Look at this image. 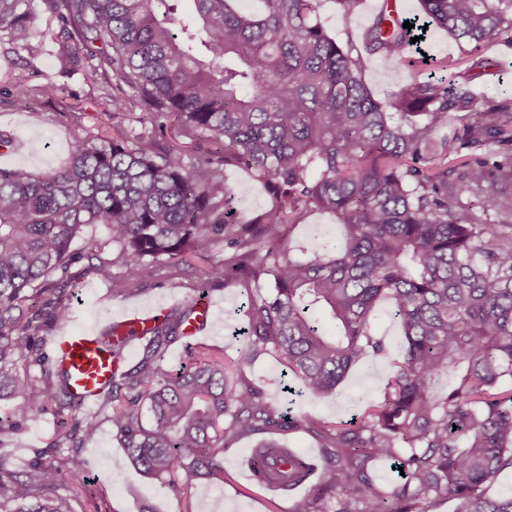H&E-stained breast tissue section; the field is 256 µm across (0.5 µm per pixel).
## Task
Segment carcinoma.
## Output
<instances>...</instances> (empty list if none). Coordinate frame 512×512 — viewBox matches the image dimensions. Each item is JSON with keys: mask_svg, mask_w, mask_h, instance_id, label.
I'll list each match as a JSON object with an SVG mask.
<instances>
[{"mask_svg": "<svg viewBox=\"0 0 512 512\" xmlns=\"http://www.w3.org/2000/svg\"><path fill=\"white\" fill-rule=\"evenodd\" d=\"M25 0H0L7 52L33 50ZM42 0L49 26L40 40L59 45L60 70L87 65L112 94V135L76 137L67 165L33 173L0 170V419L3 438L37 413H69L79 432L59 427L53 448L75 451L17 469L0 454V512H73L59 489L84 481L80 449L112 425L125 464L182 492L224 485V454L242 438L266 434L246 465L277 494L309 486L288 512H512V494H490L512 471V99L474 106L453 81L412 79L377 97L360 54L318 19L321 0ZM405 19L380 14L366 49L386 63L424 26L456 40L512 45V0H420ZM6 94L29 106L62 88L5 75ZM141 129L123 126L127 101ZM461 126L448 127V112ZM263 182L271 204L242 221L224 169ZM469 197L462 198V191ZM326 212L344 228L296 255L295 228ZM88 224H106L117 261L157 279L207 239L224 244L204 284L234 278L247 293L248 345L228 370L199 352L172 374L163 361L184 336L195 304L176 306L149 329L141 358L118 367L86 414L68 376L46 350L47 328L69 318L74 264L112 281L136 283L90 244L72 245ZM392 304L402 343L382 399L348 420L292 416L247 373L276 354L309 394L332 393L353 366L387 355L370 317ZM324 313L326 333L313 313ZM134 330L107 329L102 348L121 359ZM26 363L34 373L19 374ZM304 430L320 443L322 466L277 436ZM401 467L391 486L376 464Z\"/></svg>", "mask_w": 512, "mask_h": 512, "instance_id": "carcinoma-1", "label": "carcinoma"}]
</instances>
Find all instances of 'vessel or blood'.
<instances>
[{"label": "vessel or blood", "mask_w": 512, "mask_h": 512, "mask_svg": "<svg viewBox=\"0 0 512 512\" xmlns=\"http://www.w3.org/2000/svg\"><path fill=\"white\" fill-rule=\"evenodd\" d=\"M53 349L69 374L70 389L80 406H91L111 379L117 360L100 349L95 331L88 327L63 331L55 337Z\"/></svg>", "instance_id": "vessel-or-blood-1"}]
</instances>
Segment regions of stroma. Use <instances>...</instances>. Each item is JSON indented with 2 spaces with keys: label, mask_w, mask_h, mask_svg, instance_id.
Returning a JSON list of instances; mask_svg holds the SVG:
<instances>
[{
  "label": "stroma",
  "mask_w": 512,
  "mask_h": 512,
  "mask_svg": "<svg viewBox=\"0 0 512 512\" xmlns=\"http://www.w3.org/2000/svg\"><path fill=\"white\" fill-rule=\"evenodd\" d=\"M374 0H362L351 12H343L337 0H322L319 20L343 43L360 44L364 31L372 24ZM58 46L43 43L39 52L22 50L0 56V75L8 71L30 75L33 83L52 79L65 87L68 94L83 104L78 113L61 109L51 102L24 107L0 96V131L12 136L16 150L0 155V168L24 167L34 172L64 165L70 155L74 138L80 130L95 126L112 127V102L102 98L97 84L86 67L59 73L55 65ZM488 58L504 65L500 76L494 77L472 68L474 57ZM365 78L381 98L399 90L408 80L429 75L456 79L460 88L470 92L477 105L501 100L502 87L512 82V47L492 44L477 49L473 44L459 42L439 29H431L421 49H407L390 64H383L378 55L364 54ZM226 182L234 188L242 216L251 217L263 211L270 197L266 188L247 174L229 169ZM223 245H207L202 255L188 257L160 280L140 283L136 294L117 295L110 284L98 281L93 274L78 272L72 288V312L64 325H53L49 333L57 335L61 328L82 329L102 323L108 313L144 303L161 310L189 302L201 286L202 271L208 257H223ZM214 303L212 329L199 341L182 338L172 343L166 353L164 367L179 370L189 360L190 349L203 344L234 360L246 343L245 337L233 336L234 327L243 322L246 295L241 286L227 282L212 286L208 292ZM376 335L383 337L388 348L384 357L368 356L349 373L333 394L324 397L310 395L292 399L293 411L313 417L346 419L359 407L382 393L391 372L390 354L396 353L401 341L388 305H381L372 317ZM61 423L53 412L40 414L23 425L0 450L17 465L26 464L34 450L48 448ZM257 443L248 437L237 442L224 456V467L231 476L229 483L216 487L200 483L190 492L180 494L167 484L143 477L125 465V453L112 437V426L101 421L94 446L83 449L88 460L85 484L61 488V495L70 497L75 512H288L291 500L265 490L255 481L245 460Z\"/></svg>",
  "instance_id": "35a3bbf8"
}]
</instances>
